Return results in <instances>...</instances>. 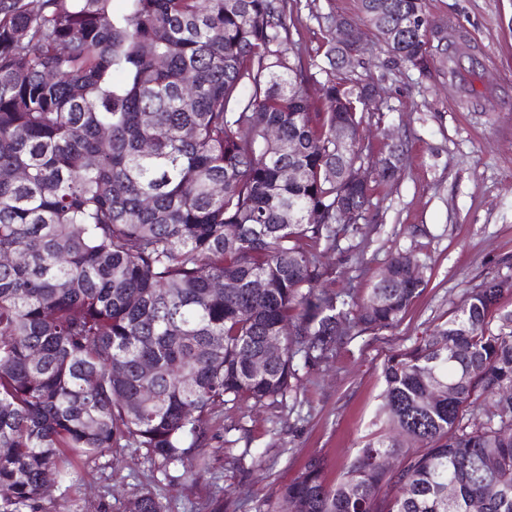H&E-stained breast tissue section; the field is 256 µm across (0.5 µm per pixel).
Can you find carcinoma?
I'll return each mask as SVG.
<instances>
[{"mask_svg": "<svg viewBox=\"0 0 512 512\" xmlns=\"http://www.w3.org/2000/svg\"><path fill=\"white\" fill-rule=\"evenodd\" d=\"M293 2L0 0V512H58L46 477L65 493L73 459L119 448L196 485L217 409L297 400L299 368L394 328L419 294L407 252L360 301L331 288L329 255L367 264L336 208L363 222L371 205L351 170L372 156V85L336 76L334 42L314 81L289 52ZM359 2L395 60L428 67L424 0ZM402 152L376 159L379 182ZM508 291L466 290L388 358L389 432L338 484L308 458L277 512H512ZM123 512L167 507L147 490Z\"/></svg>", "mask_w": 512, "mask_h": 512, "instance_id": "cac0c4a2", "label": "carcinoma"}]
</instances>
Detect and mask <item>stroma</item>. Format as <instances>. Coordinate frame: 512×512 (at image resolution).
I'll use <instances>...</instances> for the list:
<instances>
[{
    "instance_id": "1",
    "label": "stroma",
    "mask_w": 512,
    "mask_h": 512,
    "mask_svg": "<svg viewBox=\"0 0 512 512\" xmlns=\"http://www.w3.org/2000/svg\"><path fill=\"white\" fill-rule=\"evenodd\" d=\"M425 8L432 61L424 71L393 60L358 0H298L291 46L321 63L335 21H353L367 51L347 74L377 90L366 139L378 154L385 130L403 143L400 171L373 185L356 238L371 263L359 272L346 260L336 291L365 295L392 256L409 252L422 267V292L396 328L355 337L302 373L295 405L218 411L204 428L210 471L196 489L164 480L142 448L122 449L116 464L77 461L68 497L84 512H122L147 489L168 512H211L215 500L222 512H276L282 488L312 456L327 482H340L382 430L384 360L443 323L465 289L512 275V0H425Z\"/></svg>"
}]
</instances>
